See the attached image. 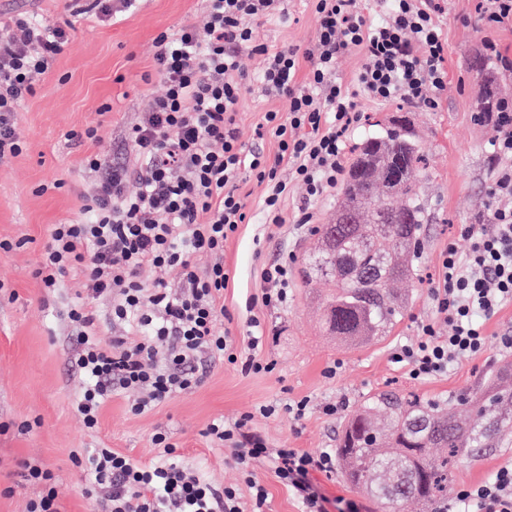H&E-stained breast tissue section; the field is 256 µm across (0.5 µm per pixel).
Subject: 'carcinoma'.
I'll use <instances>...</instances> for the list:
<instances>
[{"label": "carcinoma", "mask_w": 512, "mask_h": 512, "mask_svg": "<svg viewBox=\"0 0 512 512\" xmlns=\"http://www.w3.org/2000/svg\"><path fill=\"white\" fill-rule=\"evenodd\" d=\"M482 78L478 109L490 112L499 86L490 72ZM426 175L419 141L400 118L366 132L355 149L333 222L321 225L320 247L303 270L308 281L329 285L322 321L343 345L384 339L410 308L412 296L398 285L422 283L429 212L418 182ZM511 444L512 362L494 365L478 385L443 402L387 391L367 397L343 421L336 463L381 512L408 503L434 512L461 461Z\"/></svg>", "instance_id": "cac0c4a2"}]
</instances>
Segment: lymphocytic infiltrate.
I'll list each match as a JSON object with an SVG mask.
<instances>
[{
	"label": "lymphocytic infiltrate",
	"mask_w": 512,
	"mask_h": 512,
	"mask_svg": "<svg viewBox=\"0 0 512 512\" xmlns=\"http://www.w3.org/2000/svg\"><path fill=\"white\" fill-rule=\"evenodd\" d=\"M283 0H207L204 25L188 24L159 34L154 70L165 85L122 133L124 156L104 151L87 159L93 178L81 219L53 225L34 272L42 287L55 289L74 270L89 286L85 301L68 312L78 350L72 367L83 387L75 411L85 428H96L112 395L132 394L129 410L142 415L160 403L196 389L206 366L225 362L242 372L269 374L274 360L260 358L268 338L250 316L241 342L221 330L224 290L230 272L224 245L247 220L241 178L263 186L261 211L272 233L286 224L314 231L313 202L329 195L345 169L347 132L360 122L355 98L399 99L437 109L448 86L445 40L435 20L437 0H390L378 22L353 11V0H312L317 21L311 48H269L255 28L282 13ZM69 41L60 26L36 22L14 10L0 21V160L16 156L18 112ZM350 50L365 62L355 88L336 80V60ZM262 56L259 76L267 94L285 110L264 113L260 130L271 150L246 148L237 135L238 108L249 75L241 54ZM496 132L490 162L495 176L488 189L489 218L462 225L468 253L455 245L440 253L431 290L433 320L416 340L396 346L392 363L422 381L447 374L464 360L484 354L487 319L512 304V102L480 113ZM305 191L295 213L285 203L291 185ZM212 256L205 270L191 257ZM163 271L153 284L141 281L143 268ZM261 291L249 309L282 310L293 285L287 259L261 271ZM111 302L117 334L104 342L96 303ZM447 321L440 335L437 321ZM251 415L234 422L213 420L206 435L228 448L251 490L242 499L234 486L219 488L185 467L163 433L152 437L160 454L143 465L109 448L75 457L97 495L101 512H265L268 494L254 477L269 465L301 500L304 512H329L314 477L336 469V454L322 448H272L251 427ZM437 512H512V463L479 485L456 486Z\"/></svg>",
	"instance_id": "lymphocytic-infiltrate-1"
}]
</instances>
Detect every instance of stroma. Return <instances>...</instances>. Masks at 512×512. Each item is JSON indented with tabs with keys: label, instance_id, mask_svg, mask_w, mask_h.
<instances>
[{
	"label": "stroma",
	"instance_id": "stroma-1",
	"mask_svg": "<svg viewBox=\"0 0 512 512\" xmlns=\"http://www.w3.org/2000/svg\"><path fill=\"white\" fill-rule=\"evenodd\" d=\"M23 7L41 22L67 27L69 42L22 104L17 132L21 153L0 165V240L13 243L0 254V512H29L31 502L45 491L43 483L24 478L25 464L50 471L58 492L60 512H98L85 493V480L73 463L85 448H109L142 464L156 460L155 433H167L184 465L217 485L250 490L235 468L228 449L212 443L205 430L216 419L235 420L251 414V426L270 447L305 451L332 448L341 417L326 416L323 403L343 399L357 409L367 394L382 389L413 391L445 399L475 385L490 366L512 360V351L498 349L499 336L512 332V306L487 320L489 348L464 361L448 374L411 380L390 360L391 348L414 339L433 315L429 288L418 289L407 316L395 333L382 342L348 348L327 335L321 322V303L327 284L295 277L287 309L263 312L270 341L263 354L274 359L271 374H247L228 364H216L194 391L174 397L143 415L130 413L126 395L104 406L95 430H88L74 410L81 388L70 360L76 350L67 312L84 300L88 290L82 275L67 276L61 288L47 291L34 276L40 253L53 224L77 219L89 180L86 158L116 145L125 126L163 92L152 77L153 41L160 33L175 34L199 20L205 0H136L125 15L103 20L95 14H74L70 0H0V14ZM436 17L447 43L448 87L438 109L399 106L357 96L363 119L387 122L401 114L414 126L428 174L419 188L433 222L422 263V275L438 274V259L447 243L466 253L469 242L459 232L488 208L492 179L489 160L493 130L477 123L475 104L482 93L478 76L482 38L495 41L512 56V20L483 30L478 26L477 0H443ZM316 18L309 0H284V13L258 27V41L279 48L311 47ZM253 76L244 92L237 117L241 142L260 145L258 125L264 112L284 108L282 100L266 95L257 75L260 57L243 55ZM99 129V143L74 144L71 130ZM240 192L247 198L248 221L224 246V264L235 277L224 292L233 335L246 331L245 304L260 291L264 266L293 251L304 259L316 238L293 230L268 235L262 226L261 186L246 178ZM336 365L335 377L324 370ZM308 399L302 418L287 410L289 402Z\"/></svg>",
	"mask_w": 512,
	"mask_h": 512
}]
</instances>
